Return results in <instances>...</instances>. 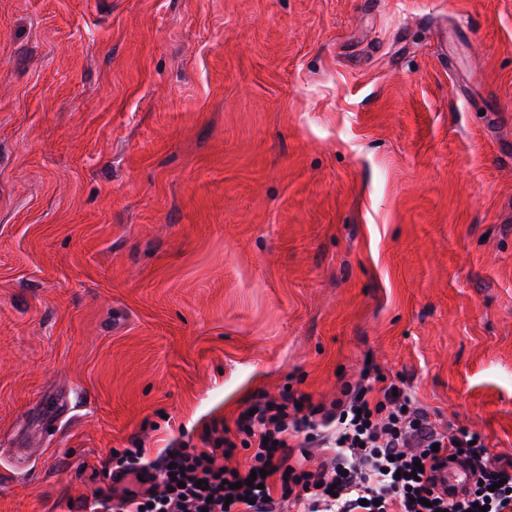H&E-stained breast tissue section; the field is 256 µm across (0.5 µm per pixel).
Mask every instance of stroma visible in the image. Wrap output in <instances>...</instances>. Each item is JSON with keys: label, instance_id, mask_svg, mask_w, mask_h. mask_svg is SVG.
I'll return each instance as SVG.
<instances>
[{"label": "stroma", "instance_id": "1", "mask_svg": "<svg viewBox=\"0 0 512 512\" xmlns=\"http://www.w3.org/2000/svg\"><path fill=\"white\" fill-rule=\"evenodd\" d=\"M364 371L512 457V0H0V512Z\"/></svg>", "mask_w": 512, "mask_h": 512}]
</instances>
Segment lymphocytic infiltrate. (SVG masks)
<instances>
[{
    "instance_id": "lymphocytic-infiltrate-1",
    "label": "lymphocytic infiltrate",
    "mask_w": 512,
    "mask_h": 512,
    "mask_svg": "<svg viewBox=\"0 0 512 512\" xmlns=\"http://www.w3.org/2000/svg\"><path fill=\"white\" fill-rule=\"evenodd\" d=\"M251 409L240 417L235 441L214 426L201 446L169 449L152 463L133 441L118 452L112 480L145 476L149 487L103 495L97 512H278L284 501L298 505V512H472L477 505L512 512V461L491 463L474 434L439 431L407 388L373 387L364 373L328 406L288 390L258 395ZM293 438L332 455L315 470L288 465ZM238 446L251 453L249 469L220 462ZM451 457L475 476L457 498L438 486ZM260 470L278 475L279 487L246 486Z\"/></svg>"
}]
</instances>
